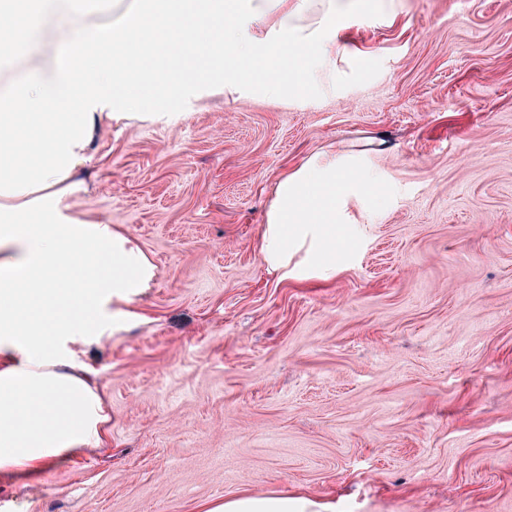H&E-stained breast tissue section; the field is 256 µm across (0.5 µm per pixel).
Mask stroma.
Listing matches in <instances>:
<instances>
[{
    "instance_id": "obj_1",
    "label": "stroma",
    "mask_w": 512,
    "mask_h": 512,
    "mask_svg": "<svg viewBox=\"0 0 512 512\" xmlns=\"http://www.w3.org/2000/svg\"><path fill=\"white\" fill-rule=\"evenodd\" d=\"M288 102L246 84L104 122L71 210L156 267L73 350L106 447L0 478V512H512V0H370ZM368 177L336 269L259 259L307 157ZM328 505L288 497L229 496L224 503L197 505L195 512H331Z\"/></svg>"
}]
</instances>
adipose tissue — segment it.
<instances>
[{
	"label": "adipose tissue",
	"mask_w": 512,
	"mask_h": 512,
	"mask_svg": "<svg viewBox=\"0 0 512 512\" xmlns=\"http://www.w3.org/2000/svg\"><path fill=\"white\" fill-rule=\"evenodd\" d=\"M232 7L241 22L226 23ZM96 10L92 0H0V70L21 56L29 62L28 75L0 91V475L37 474L55 458L101 446L103 399L63 343L98 335L103 304L129 301L155 276L129 236L70 212L102 120L210 79L235 91L260 59L263 88L289 98L310 80L309 56L343 49L336 0H131L98 31ZM364 185L317 156L284 174L262 229V263L284 276L301 251L307 271L329 270L347 200ZM27 213L37 223H23ZM105 249L108 270L99 260ZM195 512L331 508L238 495Z\"/></svg>",
	"instance_id": "obj_1"
}]
</instances>
